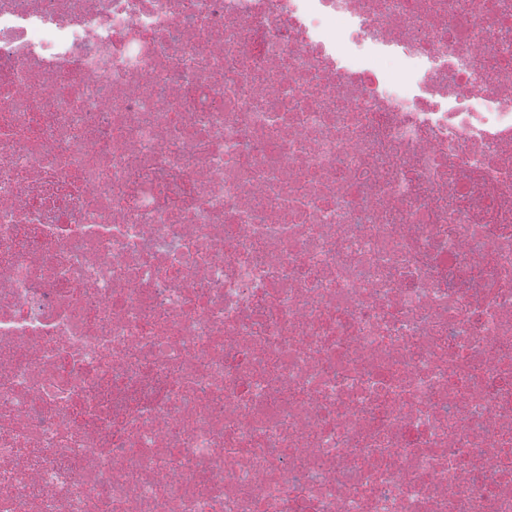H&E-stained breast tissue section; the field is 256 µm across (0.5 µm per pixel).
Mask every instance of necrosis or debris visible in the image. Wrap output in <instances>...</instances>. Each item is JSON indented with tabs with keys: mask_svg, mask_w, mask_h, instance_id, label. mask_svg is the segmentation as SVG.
<instances>
[{
	"mask_svg": "<svg viewBox=\"0 0 512 512\" xmlns=\"http://www.w3.org/2000/svg\"><path fill=\"white\" fill-rule=\"evenodd\" d=\"M0 512H512V0H0Z\"/></svg>",
	"mask_w": 512,
	"mask_h": 512,
	"instance_id": "necrosis-or-debris-1",
	"label": "necrosis or debris"
}]
</instances>
